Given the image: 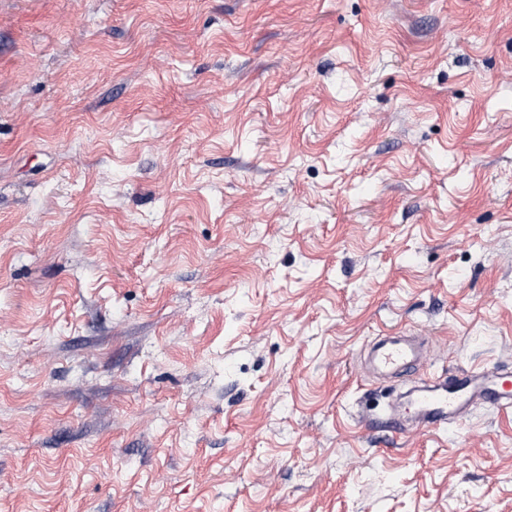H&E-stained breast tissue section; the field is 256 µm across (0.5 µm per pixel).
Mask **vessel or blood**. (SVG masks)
Masks as SVG:
<instances>
[{
    "instance_id": "b4317fda",
    "label": "vessel or blood",
    "mask_w": 512,
    "mask_h": 512,
    "mask_svg": "<svg viewBox=\"0 0 512 512\" xmlns=\"http://www.w3.org/2000/svg\"><path fill=\"white\" fill-rule=\"evenodd\" d=\"M425 355V345L412 336H386L372 347L369 362L386 375L407 368ZM477 406L500 413L512 411V372L503 369H459L413 386L390 398L378 411L382 425L405 433L412 428H438L465 417Z\"/></svg>"
}]
</instances>
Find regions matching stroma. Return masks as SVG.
Returning a JSON list of instances; mask_svg holds the SVG:
<instances>
[{"instance_id":"1","label":"stroma","mask_w":512,"mask_h":512,"mask_svg":"<svg viewBox=\"0 0 512 512\" xmlns=\"http://www.w3.org/2000/svg\"><path fill=\"white\" fill-rule=\"evenodd\" d=\"M512 0H0V512H512ZM424 355V343L413 336H384L372 347L369 362L375 373L386 375L407 368ZM512 376L503 369H459L438 375L390 398L375 415L400 433L438 428L465 417L476 406L512 411Z\"/></svg>"}]
</instances>
